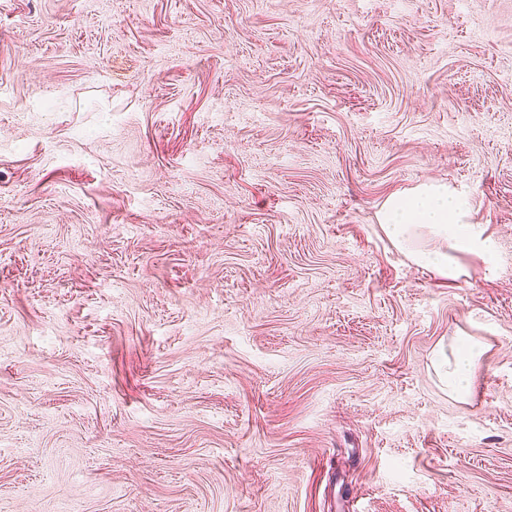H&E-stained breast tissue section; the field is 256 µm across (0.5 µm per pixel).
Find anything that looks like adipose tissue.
<instances>
[{
  "label": "adipose tissue",
  "mask_w": 512,
  "mask_h": 512,
  "mask_svg": "<svg viewBox=\"0 0 512 512\" xmlns=\"http://www.w3.org/2000/svg\"><path fill=\"white\" fill-rule=\"evenodd\" d=\"M466 198L442 183H424L403 195L389 197L377 214L393 247L419 267L457 279L465 270L462 254L493 253L495 244L484 225L471 223ZM484 353L479 342L457 337L450 350H439L433 361L450 396L469 393L471 368Z\"/></svg>",
  "instance_id": "1"
}]
</instances>
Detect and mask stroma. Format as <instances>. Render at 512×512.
Wrapping results in <instances>:
<instances>
[{"mask_svg":"<svg viewBox=\"0 0 512 512\" xmlns=\"http://www.w3.org/2000/svg\"><path fill=\"white\" fill-rule=\"evenodd\" d=\"M0 512H512V0H0ZM469 216L467 199L455 189L423 183L389 197L377 219L393 247L410 263L454 280L466 274L459 255L488 256L495 248L487 228L472 224ZM483 345L468 336H458L451 346V356L441 348L433 361L436 372L448 395L464 398L469 394L471 368L483 354Z\"/></svg>","mask_w":512,"mask_h":512,"instance_id":"35a3bbf8","label":"stroma"}]
</instances>
